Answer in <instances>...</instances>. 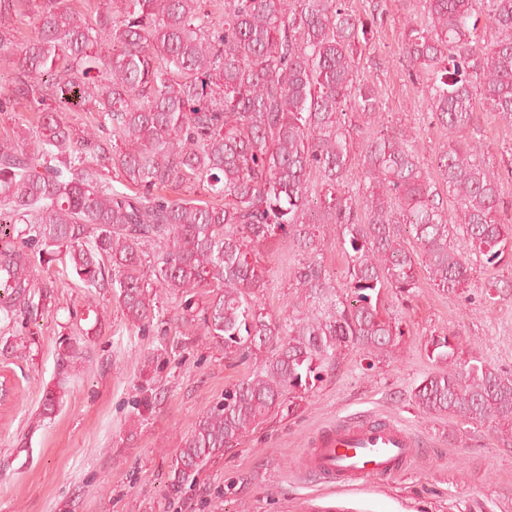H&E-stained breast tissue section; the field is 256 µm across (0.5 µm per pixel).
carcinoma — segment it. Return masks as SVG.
<instances>
[{
  "label": "carcinoma",
  "instance_id": "obj_1",
  "mask_svg": "<svg viewBox=\"0 0 512 512\" xmlns=\"http://www.w3.org/2000/svg\"><path fill=\"white\" fill-rule=\"evenodd\" d=\"M481 4L483 41L476 0H425L427 20L403 32L432 116L451 135L436 159L443 199L416 138L380 129L379 91L357 70L366 30L348 0H118L115 12L112 0H0V112L23 100L37 118L0 138V321L51 302L32 258L62 255L90 296L111 294L139 328L160 320L154 289L186 311L212 289L205 331L254 360L182 437L174 492L260 424L300 414L342 350L394 357L405 331L389 297L414 295L418 270L463 295L474 263L512 253L498 181L482 146L460 136L479 105L512 126V0ZM27 19L35 36L17 43ZM77 106L93 113L81 128L65 118ZM189 184L209 199L167 194ZM324 224L342 240L341 282L318 259ZM280 237L299 256L288 301L297 315L282 321L257 297L263 248ZM425 350L436 371L413 388L414 408L487 423L512 443V370L457 333L431 335ZM80 353V341L64 340L61 370ZM62 385L45 388L42 417L56 412ZM153 408L149 396L136 401L132 422Z\"/></svg>",
  "mask_w": 512,
  "mask_h": 512
}]
</instances>
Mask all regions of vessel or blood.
Returning <instances> with one entry per match:
<instances>
[{
	"instance_id": "b4317fda",
	"label": "vessel or blood",
	"mask_w": 512,
	"mask_h": 512,
	"mask_svg": "<svg viewBox=\"0 0 512 512\" xmlns=\"http://www.w3.org/2000/svg\"><path fill=\"white\" fill-rule=\"evenodd\" d=\"M413 446L412 435L394 422L344 421L314 438L306 464L330 480L392 475Z\"/></svg>"
}]
</instances>
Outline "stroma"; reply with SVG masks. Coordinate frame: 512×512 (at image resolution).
<instances>
[{
  "mask_svg": "<svg viewBox=\"0 0 512 512\" xmlns=\"http://www.w3.org/2000/svg\"><path fill=\"white\" fill-rule=\"evenodd\" d=\"M364 20L367 46L360 73L384 103L382 120L403 126L433 164L448 132L432 120L421 81L401 51L407 20L420 17L422 0H350ZM464 138L480 141L487 167L499 181L501 219L512 223V126L477 110ZM297 264L288 240L266 252L268 285L259 294L272 318L290 314L288 284ZM62 262L40 266L39 280L54 284V303L35 323L15 326L23 353L0 355V373L16 386L0 407V512H307L317 497L334 494L348 512H512V447L486 425L461 426L419 414L411 391L433 372L424 345L431 333H461L486 361L512 368V291L485 301L487 280L512 282V256L476 267L471 300L439 291L421 278L399 312L408 337L394 360L368 368L362 353L343 351L315 382L298 418L260 424L208 466L193 488L174 492L168 475L180 439L224 389L247 378L254 363L225 354L178 299L158 289L164 327L131 328L111 296L87 301ZM82 334L83 358L69 371L66 393L52 419L39 421L47 384L57 382L59 343ZM167 343L174 352L155 373L154 410L131 422L144 383L143 360ZM394 420L416 441L392 478L327 483L303 463L314 435L350 418Z\"/></svg>",
  "mask_w": 512,
  "mask_h": 512,
  "instance_id": "obj_1",
  "label": "stroma"
}]
</instances>
